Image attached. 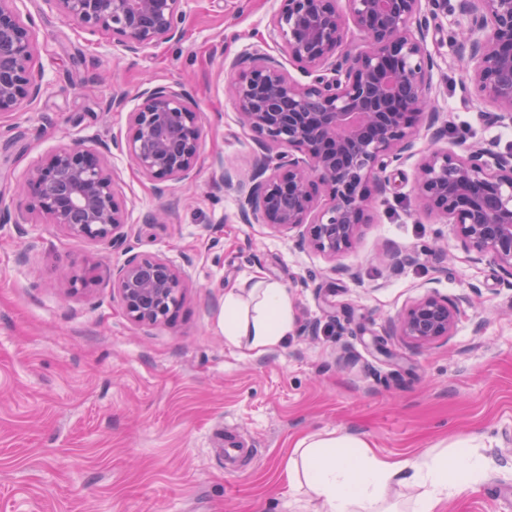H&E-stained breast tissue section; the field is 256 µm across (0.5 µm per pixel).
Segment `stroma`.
Here are the masks:
<instances>
[{"label":"stroma","mask_w":512,"mask_h":512,"mask_svg":"<svg viewBox=\"0 0 512 512\" xmlns=\"http://www.w3.org/2000/svg\"><path fill=\"white\" fill-rule=\"evenodd\" d=\"M36 6L19 8L34 15L42 92L0 117V512H323L314 494L289 489L286 465L298 439L325 431L396 459L470 439L487 476L447 512H512V278L419 213L414 189L420 155L459 135L512 148V128L464 97L456 47L428 39L438 138L421 132L356 247L334 262L296 235L243 223L222 180L227 167L248 176L259 152L226 96V65L268 42L280 0H184L181 38L136 57L111 34L88 35ZM149 83L181 84L205 123L190 186L157 194L126 156L110 158L135 252L186 274L174 322L157 327L132 323L112 297L123 249L17 223L11 205L56 148L125 136V113L107 106L122 95L134 107ZM163 210L168 220L153 223ZM388 246L414 262L391 271ZM74 264L94 267L92 289L64 292ZM257 273L287 288L296 318L294 335L262 355L225 345L219 324L225 289L250 287ZM432 291L478 304L448 339L419 346L392 323ZM228 433L255 450L233 474Z\"/></svg>","instance_id":"35a3bbf8"}]
</instances>
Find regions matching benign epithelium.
Listing matches in <instances>:
<instances>
[{"label": "benign epithelium", "mask_w": 512, "mask_h": 512, "mask_svg": "<svg viewBox=\"0 0 512 512\" xmlns=\"http://www.w3.org/2000/svg\"><path fill=\"white\" fill-rule=\"evenodd\" d=\"M427 6H422V2ZM18 0H0V114L17 112L41 92L34 75L35 21ZM89 35L105 31L139 55L180 37L182 0H41ZM450 0H281L269 38L309 81H297L278 57L255 47L231 64L228 92L243 126L263 151L247 180L224 169V185L245 196L248 224L296 232L299 241L336 258L351 250L370 223L375 198L389 189L387 170L413 154L419 119L437 120L432 98L435 61L427 37L443 29ZM467 23L448 34L463 60L465 92L490 103L494 120L512 126V0H460ZM355 28L365 48L352 51ZM127 113V134L101 151L80 141L32 168L18 192L16 223L43 219L65 234L123 247L112 269V297L136 325L169 323L184 297V273L158 256L132 252L130 228L107 154L126 155L159 193L190 179L200 158L203 125L182 86L145 87ZM453 148L425 152L417 167L423 209L448 222V235L481 261L512 276V149L495 150L457 137ZM97 282L85 267L66 288ZM459 302L435 292L398 318L400 335L418 345L450 336Z\"/></svg>", "instance_id": "obj_1"}]
</instances>
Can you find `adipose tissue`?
<instances>
[{
  "instance_id": "ef3b65f1",
  "label": "adipose tissue",
  "mask_w": 512,
  "mask_h": 512,
  "mask_svg": "<svg viewBox=\"0 0 512 512\" xmlns=\"http://www.w3.org/2000/svg\"><path fill=\"white\" fill-rule=\"evenodd\" d=\"M222 324L226 344L268 352L295 330L291 297L279 283L255 276L248 293L225 291ZM295 453L300 462L289 466V483L322 498L326 512H390L384 493L393 483L414 491L403 512H445L449 499L475 489L485 475L483 459L462 440L408 461L381 456L354 435L319 433L298 440Z\"/></svg>"
}]
</instances>
